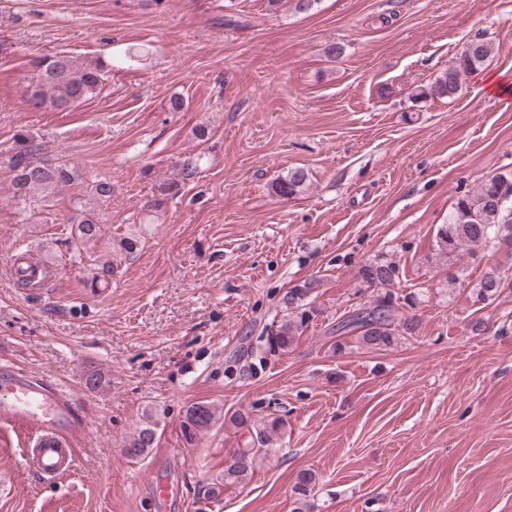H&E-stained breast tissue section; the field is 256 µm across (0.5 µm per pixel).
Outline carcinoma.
<instances>
[{"instance_id":"carcinoma-1","label":"carcinoma","mask_w":512,"mask_h":512,"mask_svg":"<svg viewBox=\"0 0 512 512\" xmlns=\"http://www.w3.org/2000/svg\"><path fill=\"white\" fill-rule=\"evenodd\" d=\"M490 41L476 37L468 41L456 65L441 72L434 82L439 95L454 98L461 90V77L489 61L492 55ZM35 80L26 89L29 106L66 110L91 97L102 89L105 77L112 69V61L101 60L93 66L81 67L72 57L62 54L45 55L33 62ZM11 178V190L17 199L39 196L50 201L62 188L77 179L74 169L53 164L42 156V144L32 134L21 131L16 135L13 152L6 159ZM197 167L190 162L183 164L180 178L163 182L158 186L159 197L153 206L161 207L178 197L186 185L195 179ZM307 182L302 169L288 172L276 181L274 191L285 198L301 194ZM91 195L97 202L112 198V182L97 179L92 182ZM71 223L76 225L77 238L86 244L101 236L98 214L75 204ZM490 250L504 251L512 257V177L495 175L479 184L476 191L457 199L448 216V223L440 225L435 235L434 251L439 260L451 262L459 252ZM356 279L360 284L358 294L370 290L372 300L351 312L336 324V332L352 333L360 348L387 349L397 345L407 335L416 333L419 321L416 315L407 313L414 308L412 294L401 295L395 291L399 279V265L394 260L377 258L361 265ZM322 282L309 278L286 291L280 304L286 311L284 321L265 336L267 352L273 355L286 353L300 337L308 324L318 315L313 306V295L318 293ZM512 290V262L497 261L484 272L472 295L474 302L496 300ZM216 420L215 410L205 404H194L187 409L184 426L189 430L204 431ZM287 422L281 417H271L252 428L251 441L238 450L233 462L224 467V482L240 483L252 474L257 457L267 454L274 437L285 429ZM155 440L154 420L146 415L143 425L124 445V454L130 459L145 456ZM316 481V473L306 471L294 484L292 512H305L306 498Z\"/></svg>"}]
</instances>
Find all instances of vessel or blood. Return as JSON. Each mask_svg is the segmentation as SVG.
<instances>
[{"label":"vessel or blood","instance_id":"1","mask_svg":"<svg viewBox=\"0 0 512 512\" xmlns=\"http://www.w3.org/2000/svg\"><path fill=\"white\" fill-rule=\"evenodd\" d=\"M11 272L19 279L47 285L53 268L44 266L30 255L18 253L11 259ZM9 429L23 440L34 438L33 447L24 449L30 467L43 479L69 474L76 464L72 436L83 430L70 395L44 380L28 374L0 373V429ZM151 505L154 512H175L182 500L174 495L171 480L163 470L151 478Z\"/></svg>","mask_w":512,"mask_h":512}]
</instances>
